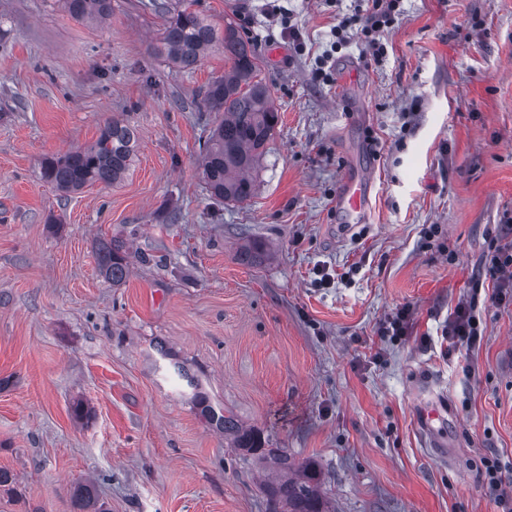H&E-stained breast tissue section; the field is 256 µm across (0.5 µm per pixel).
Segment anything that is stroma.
<instances>
[{
    "instance_id": "1",
    "label": "stroma",
    "mask_w": 512,
    "mask_h": 512,
    "mask_svg": "<svg viewBox=\"0 0 512 512\" xmlns=\"http://www.w3.org/2000/svg\"><path fill=\"white\" fill-rule=\"evenodd\" d=\"M197 7L254 40L280 115L244 205L202 178L219 116L198 92L222 48L175 67L154 0H112L103 26L62 0H0V512H76L83 480L103 512H269L263 468L200 416L177 365L314 463L330 512H501L480 472L497 453L512 487V306L485 311L479 347L449 350L442 330L492 288L487 232L512 219V0H400L378 55L363 0ZM112 119L139 137L122 180L67 195L42 179ZM354 164L374 188L349 228L336 196ZM114 236L141 256L119 286L94 259ZM254 243L267 260L242 262ZM402 307L410 334L381 340ZM434 398L444 457L417 432Z\"/></svg>"
}]
</instances>
